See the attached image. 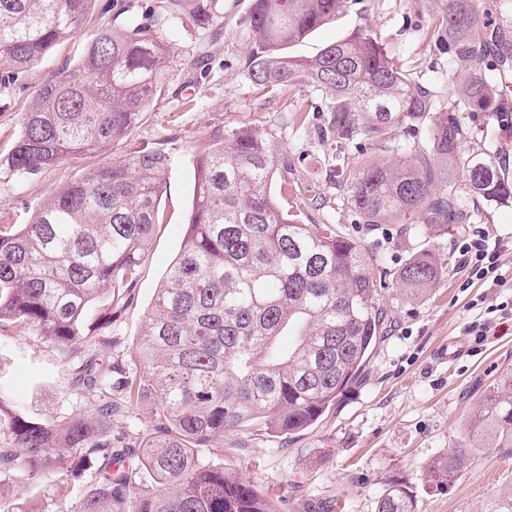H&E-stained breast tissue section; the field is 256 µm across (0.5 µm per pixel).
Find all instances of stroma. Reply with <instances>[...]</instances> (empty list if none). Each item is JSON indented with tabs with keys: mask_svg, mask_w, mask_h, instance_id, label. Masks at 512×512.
Listing matches in <instances>:
<instances>
[{
	"mask_svg": "<svg viewBox=\"0 0 512 512\" xmlns=\"http://www.w3.org/2000/svg\"><path fill=\"white\" fill-rule=\"evenodd\" d=\"M250 0H224V16L205 58L191 18L169 32L178 50L175 79L162 88L150 112L128 139L111 143L78 160H67L18 184L0 177V224L29 223L38 206L59 186L88 171L122 159L131 146L161 147L170 156L166 190L149 257L142 266L132 299L112 325V348L88 347L87 355L113 357L125 368L140 369L135 353L143 321L163 277L184 243L194 186L193 160L201 143L216 129H259L278 150L275 181H288L289 205L301 208L316 224H333L357 239L379 261L388 285L383 295L385 330L361 378L314 427L287 439L248 431L224 436V468L252 481L269 497L275 512H326L333 501L347 512H377L391 479L416 483L421 467L463 438L468 418L485 389L512 374V327L496 329L483 343L467 332L487 319L489 308L512 297V288L464 287V273L453 247L467 231L463 224H437L413 234L418 217L401 224H360L350 205V185L370 165L392 158L391 147L366 140L347 148L342 165L331 164L336 139L325 131L321 115L328 90L303 83L293 88L262 89L244 66L249 50L242 20ZM112 0H96L77 35L51 49L41 62L8 89L0 91V154H8L19 121L35 91L53 76L73 68L83 56L89 31L112 15ZM448 0H348L334 20L290 47L293 56H312L330 43L365 28L381 38L389 55L411 70L419 83L447 106L458 101L452 79L461 62L436 46V18ZM315 112L308 126L296 127L290 115L298 108ZM473 143L498 148L500 163L512 172V135L486 112L459 108ZM470 222L491 237L509 241L502 254L512 267V204L467 198ZM446 255L448 267L436 288L411 295L396 288L402 265L416 253ZM461 353L449 358V342ZM73 363L34 329L19 333L0 329V377L5 396L27 418L59 421L92 413L73 383ZM81 482L17 470L0 475V512L25 502L35 512H68ZM512 490V447L473 453L468 467L446 492L416 491V512H488L490 503Z\"/></svg>",
	"mask_w": 512,
	"mask_h": 512,
	"instance_id": "stroma-1",
	"label": "stroma"
}]
</instances>
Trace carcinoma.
<instances>
[{
  "label": "carcinoma",
  "instance_id": "carcinoma-1",
  "mask_svg": "<svg viewBox=\"0 0 512 512\" xmlns=\"http://www.w3.org/2000/svg\"><path fill=\"white\" fill-rule=\"evenodd\" d=\"M95 0H0V85L18 80L56 45L80 32ZM344 0H251L244 19L251 81L286 89L305 81L332 91L326 130L348 144L389 142L397 158L371 165L351 186L361 224H424L467 218L463 194L512 202V180L456 115L360 29L313 57L287 53ZM223 0H167L157 12L120 0L74 68L36 91L18 137L0 156V175L17 183L129 136L174 77L168 32L188 14L211 35ZM458 61H489L494 75L471 71L459 102L506 115L503 84L512 43L501 29L477 27L473 0H448L433 29ZM417 136L405 146L398 133ZM168 158L143 147L56 189L19 227L0 225V328H34L67 361L81 360L76 385L90 418L39 422L0 394V474L96 476L70 512H274L250 480L199 457L224 432L251 427L295 435L317 424L358 378L386 316L382 278L367 249L334 224H309L271 191L274 145L256 129L211 133L198 151L188 232L157 289L136 348L139 374L102 364L86 348H112L106 330L124 307L150 250L166 185ZM448 171V181L439 173ZM459 176H453V172ZM447 258L427 251L398 271L415 293L434 287ZM157 402L145 436L116 430L147 399ZM135 441L153 484L128 498L136 473L112 452ZM477 448L512 447V375L489 386L469 418ZM468 445L425 463L421 480L448 490L468 465ZM378 512H416L406 481L388 485Z\"/></svg>",
  "mask_w": 512,
  "mask_h": 512
}]
</instances>
